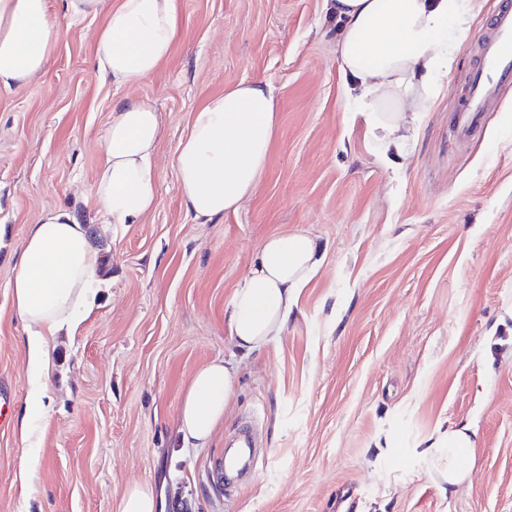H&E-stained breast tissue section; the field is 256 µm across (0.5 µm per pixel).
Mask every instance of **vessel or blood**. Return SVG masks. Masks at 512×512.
Listing matches in <instances>:
<instances>
[{"mask_svg":"<svg viewBox=\"0 0 512 512\" xmlns=\"http://www.w3.org/2000/svg\"><path fill=\"white\" fill-rule=\"evenodd\" d=\"M511 86L512 0H503L501 8L476 41L467 84L452 115L457 137L465 140L474 135L486 113L496 110L503 92ZM258 444L256 424L245 422L239 431L235 453L224 455L215 465L216 476L223 484L225 495L234 492L231 478L244 469L257 468L260 462Z\"/></svg>","mask_w":512,"mask_h":512,"instance_id":"b4317fda","label":"vessel or blood"}]
</instances>
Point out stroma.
<instances>
[{
    "instance_id": "1",
    "label": "stroma",
    "mask_w": 512,
    "mask_h": 512,
    "mask_svg": "<svg viewBox=\"0 0 512 512\" xmlns=\"http://www.w3.org/2000/svg\"><path fill=\"white\" fill-rule=\"evenodd\" d=\"M486 0L417 136L387 166L354 114L325 0H178L169 57L143 84L102 80L105 14L71 17L45 69L0 93V512H116L152 484L164 512H512V89L467 143L449 128ZM267 80L278 128L257 193L194 219L176 156L191 119L243 80ZM159 114L158 204L107 223L93 194L113 104ZM84 224L103 257L102 296L77 335L51 341L45 411L19 419L37 385L9 284L28 228L47 211ZM325 246L286 329L240 358L210 441L179 447L193 373L236 348L224 308L271 235ZM256 418L268 455L225 499L212 477L224 441ZM468 425V478L441 493L422 443Z\"/></svg>"
}]
</instances>
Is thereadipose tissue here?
Listing matches in <instances>:
<instances>
[{"label":"adipose tissue","instance_id":"obj_1","mask_svg":"<svg viewBox=\"0 0 512 512\" xmlns=\"http://www.w3.org/2000/svg\"><path fill=\"white\" fill-rule=\"evenodd\" d=\"M343 28L336 41L348 93L383 154H400L416 136L434 78L449 70L457 37L482 0H330ZM72 17L106 12L97 31L98 67L103 79L136 87L168 57L177 27V0H66ZM61 36L47 0H0V89L27 85L49 61ZM278 124L276 98L262 79L242 81L211 98L194 113L176 158L183 203L200 223L239 210L265 175ZM160 137L156 110L138 100L113 106L105 130V158L94 194L108 223L136 224L157 204L153 158ZM323 262L315 236L305 231L269 237L235 289L225 319L239 352L256 350L288 324L304 288ZM100 253L71 214L43 213L31 225L11 283L16 313L29 334L27 365L47 376L49 338L76 332L91 314ZM235 359H214L193 374L183 397L177 432L182 447L207 443L233 396ZM472 445L465 425L445 428L424 453L447 450V483L462 482L461 457Z\"/></svg>","mask_w":512,"mask_h":512}]
</instances>
